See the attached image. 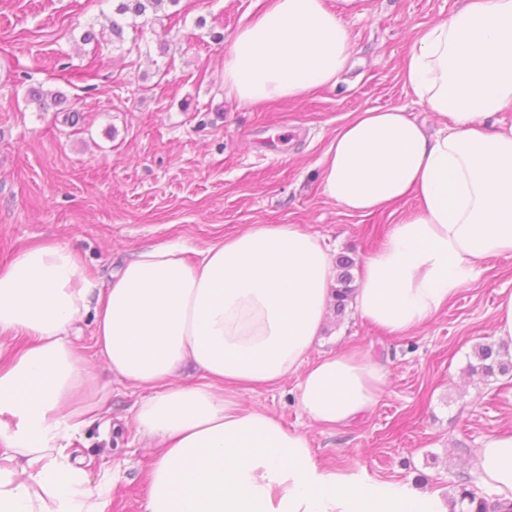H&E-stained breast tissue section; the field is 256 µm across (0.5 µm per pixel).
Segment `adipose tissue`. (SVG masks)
<instances>
[{"instance_id":"1","label":"adipose tissue","mask_w":512,"mask_h":512,"mask_svg":"<svg viewBox=\"0 0 512 512\" xmlns=\"http://www.w3.org/2000/svg\"><path fill=\"white\" fill-rule=\"evenodd\" d=\"M326 0H268L233 35L224 89L239 103L296 101L334 83L354 54ZM401 75L429 130L405 107L353 113L320 164L323 194L370 215L412 197L365 262L352 305L389 335L431 320L491 258H512V0H464L420 28ZM337 276L319 236L254 224L188 259L177 240L146 247L106 286L76 249L47 240L0 265V512H109L117 480L91 484L71 440L105 397L73 335L141 390L135 427L152 450L145 512H447L435 496L321 463L307 433L243 394L296 380L315 426L365 417L388 386L356 346L316 353ZM476 494L512 502V433L475 451Z\"/></svg>"}]
</instances>
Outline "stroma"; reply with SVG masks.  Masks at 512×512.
Here are the masks:
<instances>
[{"mask_svg":"<svg viewBox=\"0 0 512 512\" xmlns=\"http://www.w3.org/2000/svg\"><path fill=\"white\" fill-rule=\"evenodd\" d=\"M257 0H180L143 27L124 18L122 39L87 44L114 0H0V263L45 239L75 245L99 282L141 248L173 238L201 249L251 224H296L354 262L384 241L402 207L358 215L329 200L320 165L354 112H425L400 75L416 27L451 15L459 0H327L355 42L352 68L298 101L246 105L224 95V55ZM60 92L77 125L28 102L29 87ZM512 259L492 258L412 335L390 338L354 309L329 320L319 351L356 345L380 360L388 387L364 418L311 425L295 379L246 393L308 434L318 457L367 479L447 497L472 484L483 437L512 432V374L466 372L474 347L493 342ZM107 412L74 441L90 478L119 474L111 512H145L150 459L136 434L141 393L92 352V317L78 324Z\"/></svg>","mask_w":512,"mask_h":512,"instance_id":"1","label":"stroma"}]
</instances>
